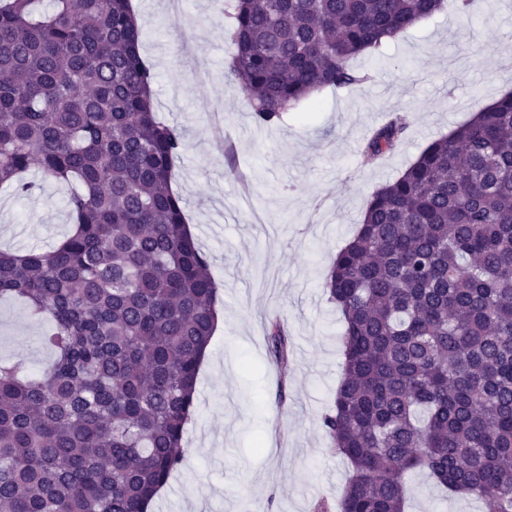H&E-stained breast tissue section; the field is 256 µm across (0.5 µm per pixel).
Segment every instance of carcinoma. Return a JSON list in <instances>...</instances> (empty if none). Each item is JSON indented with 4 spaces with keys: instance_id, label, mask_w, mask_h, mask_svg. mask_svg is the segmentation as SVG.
<instances>
[{
    "instance_id": "carcinoma-1",
    "label": "carcinoma",
    "mask_w": 512,
    "mask_h": 512,
    "mask_svg": "<svg viewBox=\"0 0 512 512\" xmlns=\"http://www.w3.org/2000/svg\"><path fill=\"white\" fill-rule=\"evenodd\" d=\"M444 0H235L228 68L280 122ZM130 0H0V186L76 185L57 247L0 250V301L47 322L35 375L0 361V509L147 512L183 461L218 286L188 231ZM407 129L393 117L369 161ZM325 288L344 362L321 426L349 475L336 512H405L406 476L512 512V93L372 196ZM270 359L289 361L280 320Z\"/></svg>"
}]
</instances>
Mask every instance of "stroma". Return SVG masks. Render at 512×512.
I'll list each match as a JSON object with an SVG mask.
<instances>
[{"instance_id": "stroma-1", "label": "stroma", "mask_w": 512, "mask_h": 512, "mask_svg": "<svg viewBox=\"0 0 512 512\" xmlns=\"http://www.w3.org/2000/svg\"><path fill=\"white\" fill-rule=\"evenodd\" d=\"M232 0H132L141 55L154 77L159 120L185 148L171 186L219 285L224 330L202 364L183 462L152 512H314L342 494L346 465L320 420L342 370L344 321L323 288L338 251L356 234L372 195L432 141L512 91V0H453L400 39L353 59L365 83L325 87L286 112L255 121L227 66ZM190 57L178 46L185 30ZM395 113L408 128L376 162L371 134ZM68 188L48 180L27 199L0 187V249L49 250L72 228ZM280 319L293 351L271 364L267 325ZM45 327L14 301L0 302V360L44 369ZM287 399L278 402V384ZM411 512H483L470 497H444L429 478L408 479Z\"/></svg>"}]
</instances>
